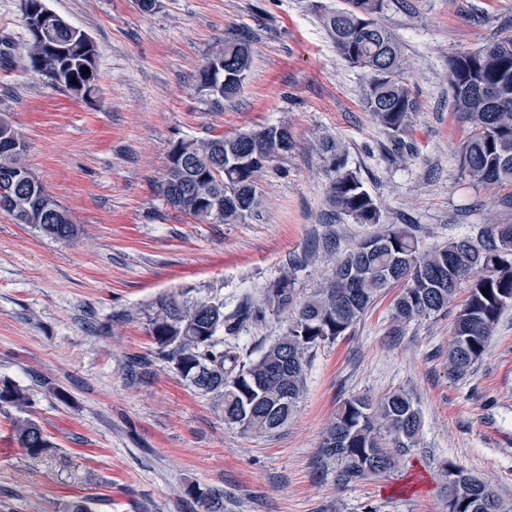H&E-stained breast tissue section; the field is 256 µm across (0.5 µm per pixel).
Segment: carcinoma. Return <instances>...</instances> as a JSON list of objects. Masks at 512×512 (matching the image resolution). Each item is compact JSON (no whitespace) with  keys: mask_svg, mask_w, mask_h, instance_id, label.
Instances as JSON below:
<instances>
[{"mask_svg":"<svg viewBox=\"0 0 512 512\" xmlns=\"http://www.w3.org/2000/svg\"><path fill=\"white\" fill-rule=\"evenodd\" d=\"M384 7L385 0H345L344 7L325 11L322 22L336 52L370 75L362 101L365 111L399 142L417 101L404 81L402 45L378 21ZM252 55L249 32L241 29L226 36L203 66L197 88L219 80L212 67L220 62L223 76L236 78L224 99L235 98ZM24 62L76 98L96 89V45L79 28L50 22L41 34L29 32ZM85 68L90 73L83 74ZM449 85L455 111L472 127L458 152L462 173L476 182L512 184V99L504 105L489 94V89L502 86L512 96V38L455 55L449 62ZM291 146V133L283 125L231 137L180 139L169 151L160 194L174 209L201 221L213 216L211 199L222 196L219 219L241 222L260 204L257 178L265 163ZM318 151L334 173L328 205L357 224L380 223V209L348 167L346 150L326 137ZM0 210L57 241L67 242L76 234L67 211L23 163V154L1 149ZM399 281L405 288L394 304L398 323L448 308L458 286L469 283L448 344L450 372L468 374L486 352L503 311L512 306V224H487L474 239L457 238L430 248L423 247L413 225L390 224L345 253L332 278L310 296L297 297L290 274L284 272L237 321L224 315L222 302L165 297L150 317V335L159 355L189 386L221 402L225 422L244 433L267 434L288 424L302 398L309 350L346 335ZM269 312L288 313V327L257 359L244 362L224 348L223 334L236 333L239 321L258 322ZM28 404L25 388L0 379V408L20 413L14 422L20 447L32 459L53 457L57 446L26 416ZM420 430L419 412L406 393L394 391L378 401L357 395L339 406L321 452L340 463L342 483L354 484L395 469ZM185 494L202 512H224L219 489L188 485ZM448 512H512V507L488 482L450 463Z\"/></svg>","mask_w":512,"mask_h":512,"instance_id":"carcinoma-1","label":"carcinoma"}]
</instances>
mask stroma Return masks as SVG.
Masks as SVG:
<instances>
[{"label":"stroma","instance_id":"1","mask_svg":"<svg viewBox=\"0 0 512 512\" xmlns=\"http://www.w3.org/2000/svg\"><path fill=\"white\" fill-rule=\"evenodd\" d=\"M96 44L99 80L77 99L24 68L18 0H0V114L26 143L25 162L70 214L63 243L0 211V378L27 388L29 413L57 445L34 460L14 409L0 410V512H196L189 484L224 492V512H448L444 467L488 480L512 499V307L470 373L448 370L456 304L396 326L401 292L381 295L351 333L310 350L306 391L288 425L254 436L225 423L215 398L187 386L155 353L149 319L164 296L214 299L225 315L260 301L284 270L305 297L374 226L330 213L333 178L316 150L333 137L385 224H414L425 247L512 224V186L461 174L469 133L452 108L448 60L512 36V0H386L380 22L409 60L418 102L406 147L362 106L367 72L335 50L320 21L341 0H48ZM254 35L238 96L214 108L196 88L217 40ZM288 126V153L259 181L262 204L238 224L199 223L157 185L172 143ZM288 323L240 324L224 343L253 359ZM411 397L422 428L394 471L344 485L320 451L348 398Z\"/></svg>","mask_w":512,"mask_h":512}]
</instances>
